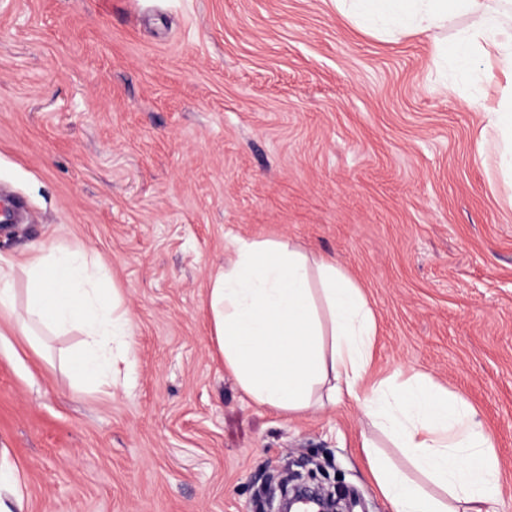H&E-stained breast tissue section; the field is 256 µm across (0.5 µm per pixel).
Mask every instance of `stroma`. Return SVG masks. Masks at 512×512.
<instances>
[{
  "mask_svg": "<svg viewBox=\"0 0 512 512\" xmlns=\"http://www.w3.org/2000/svg\"><path fill=\"white\" fill-rule=\"evenodd\" d=\"M389 42L334 0H0V256L46 240L101 268L134 324L118 386L0 316V448L24 512H263L284 463L391 512L362 448L407 473L360 400L256 404L208 288L238 239L333 256L376 321L363 388L429 375L475 411L512 512V199L487 112L501 77Z\"/></svg>",
  "mask_w": 512,
  "mask_h": 512,
  "instance_id": "stroma-1",
  "label": "stroma"
}]
</instances>
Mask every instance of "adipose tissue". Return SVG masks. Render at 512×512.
<instances>
[{"label":"adipose tissue","mask_w":512,"mask_h":512,"mask_svg":"<svg viewBox=\"0 0 512 512\" xmlns=\"http://www.w3.org/2000/svg\"><path fill=\"white\" fill-rule=\"evenodd\" d=\"M360 29L378 28L390 41L457 24L451 46L436 44L437 58H453L468 72L491 47L504 78L489 122L512 196V10L491 0H334ZM235 259L218 269L209 288L212 334L226 368L258 404L300 413L335 404L341 393L363 394V409L413 458L438 494L427 492L386 458L369 454L375 484L392 512H488L498 486L491 441L459 397L426 375L412 382L361 391L376 334L371 309L335 258L312 257L287 242L237 240ZM25 290L0 267V314L32 338L76 331L84 346L66 363L80 381L102 383L112 369L107 348L121 340L134 361L133 321L119 297L96 288V264L46 241L28 247Z\"/></svg>","instance_id":"1"}]
</instances>
